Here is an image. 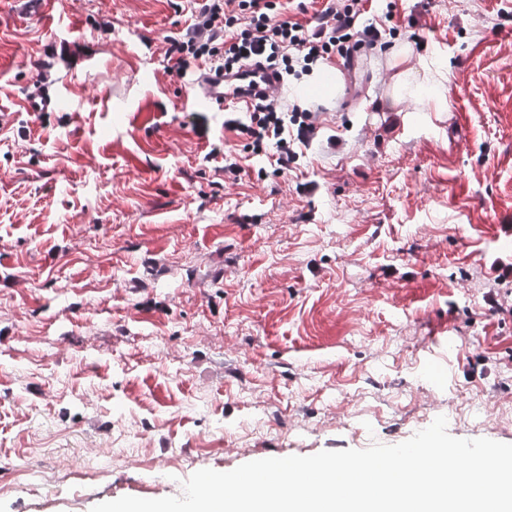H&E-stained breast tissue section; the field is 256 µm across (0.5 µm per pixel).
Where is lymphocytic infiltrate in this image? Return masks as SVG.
<instances>
[{
	"instance_id": "lymphocytic-infiltrate-1",
	"label": "lymphocytic infiltrate",
	"mask_w": 512,
	"mask_h": 512,
	"mask_svg": "<svg viewBox=\"0 0 512 512\" xmlns=\"http://www.w3.org/2000/svg\"><path fill=\"white\" fill-rule=\"evenodd\" d=\"M363 10V0H343L325 34L311 36L302 25L282 16L276 0H239L234 12L225 10L224 0H208L198 16L196 36L171 40L167 55L178 72L194 59L227 71L259 60L292 75L325 57L347 58L361 36L356 23ZM310 118V112L300 108L284 113L261 100L254 104L242 130L254 151H263L267 142H274L276 163L285 169L296 157L288 127L294 124L306 128Z\"/></svg>"
}]
</instances>
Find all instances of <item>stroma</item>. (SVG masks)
<instances>
[{
    "label": "stroma",
    "instance_id": "1",
    "mask_svg": "<svg viewBox=\"0 0 512 512\" xmlns=\"http://www.w3.org/2000/svg\"><path fill=\"white\" fill-rule=\"evenodd\" d=\"M206 0H0V512L409 439L512 444V0H367L287 171L183 106ZM424 92L392 102L393 52ZM72 100L19 111L31 82Z\"/></svg>",
    "mask_w": 512,
    "mask_h": 512
}]
</instances>
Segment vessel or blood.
I'll return each mask as SVG.
<instances>
[{
	"mask_svg": "<svg viewBox=\"0 0 512 512\" xmlns=\"http://www.w3.org/2000/svg\"><path fill=\"white\" fill-rule=\"evenodd\" d=\"M283 84L273 68L254 62L236 73H228L207 65L199 67L189 84L188 98L192 106L210 108L230 103L253 105L256 99H274ZM64 87L53 89L34 83L22 94L19 103L25 112H57L65 105Z\"/></svg>",
	"mask_w": 512,
	"mask_h": 512,
	"instance_id": "b4317fda",
	"label": "vessel or blood"
}]
</instances>
